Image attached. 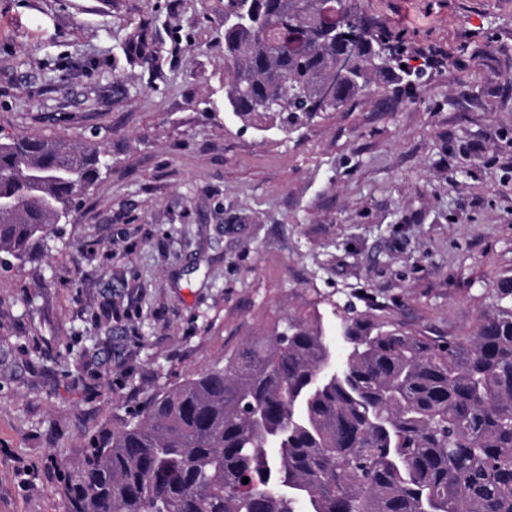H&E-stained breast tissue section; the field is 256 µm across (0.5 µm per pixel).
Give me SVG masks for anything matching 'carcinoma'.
Segmentation results:
<instances>
[{
    "label": "carcinoma",
    "instance_id": "obj_1",
    "mask_svg": "<svg viewBox=\"0 0 512 512\" xmlns=\"http://www.w3.org/2000/svg\"><path fill=\"white\" fill-rule=\"evenodd\" d=\"M327 1L349 2L256 0L259 23L224 29L234 122L288 134L322 116ZM353 55L335 109L402 63L374 23ZM103 167L94 144L0 135V254L42 249ZM489 295L448 338L343 307L339 361L318 308L288 316L56 462L67 512H512V275Z\"/></svg>",
    "mask_w": 512,
    "mask_h": 512
}]
</instances>
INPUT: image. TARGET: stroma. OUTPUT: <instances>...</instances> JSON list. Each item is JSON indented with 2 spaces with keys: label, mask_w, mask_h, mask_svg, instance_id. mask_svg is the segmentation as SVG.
Here are the masks:
<instances>
[{
  "label": "stroma",
  "mask_w": 512,
  "mask_h": 512,
  "mask_svg": "<svg viewBox=\"0 0 512 512\" xmlns=\"http://www.w3.org/2000/svg\"><path fill=\"white\" fill-rule=\"evenodd\" d=\"M415 84L283 135L224 110L223 0H0V132L107 166L0 267V512H66L59 459L318 303L472 332L512 273V0H362Z\"/></svg>",
  "instance_id": "1"
}]
</instances>
